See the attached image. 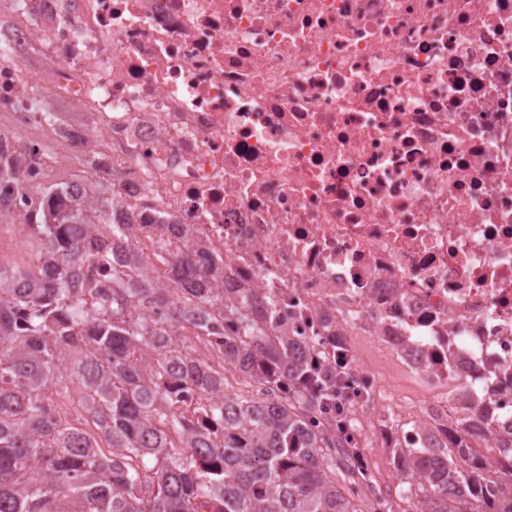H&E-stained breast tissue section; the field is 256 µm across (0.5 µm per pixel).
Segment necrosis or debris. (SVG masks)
Returning <instances> with one entry per match:
<instances>
[{"label": "necrosis or debris", "instance_id": "4bbe7bcc", "mask_svg": "<svg viewBox=\"0 0 512 512\" xmlns=\"http://www.w3.org/2000/svg\"><path fill=\"white\" fill-rule=\"evenodd\" d=\"M15 224L59 135L22 65L98 123L112 206L223 252L290 335L377 341L428 391L396 443H512V0H0ZM24 68L31 74H37L43 79V84L48 77L49 64L44 56L42 49L37 45H32L26 52L24 59Z\"/></svg>", "mask_w": 512, "mask_h": 512}]
</instances>
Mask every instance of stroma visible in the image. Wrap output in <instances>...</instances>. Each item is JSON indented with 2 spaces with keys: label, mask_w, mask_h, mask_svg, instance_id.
<instances>
[{
  "label": "stroma",
  "mask_w": 512,
  "mask_h": 512,
  "mask_svg": "<svg viewBox=\"0 0 512 512\" xmlns=\"http://www.w3.org/2000/svg\"><path fill=\"white\" fill-rule=\"evenodd\" d=\"M51 181L58 184L79 180L89 187H96L99 178L84 162V154L74 150L63 155L51 151ZM349 349L364 365L368 366L379 386L387 391L391 402L384 414H377L372 396L357 399L351 407L353 428L359 439L366 468L371 480L382 491L381 500L366 496L358 506L361 512H408L410 505L398 493V476L393 468L392 453L384 439L365 427V419L380 417L382 422L401 431L411 428L419 418L420 408L428 393L425 387L409 376L395 357L384 351L375 341L365 336L351 337Z\"/></svg>",
  "instance_id": "stroma-1"
}]
</instances>
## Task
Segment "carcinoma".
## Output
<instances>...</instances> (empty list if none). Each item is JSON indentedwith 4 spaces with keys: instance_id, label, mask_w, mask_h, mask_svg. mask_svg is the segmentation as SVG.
<instances>
[{
    "instance_id": "obj_1",
    "label": "carcinoma",
    "mask_w": 512,
    "mask_h": 512,
    "mask_svg": "<svg viewBox=\"0 0 512 512\" xmlns=\"http://www.w3.org/2000/svg\"><path fill=\"white\" fill-rule=\"evenodd\" d=\"M69 188L25 215L36 269L0 271V512H357L352 488L377 494L298 382L334 358L288 335L282 299L250 288L225 299L224 254L201 240L160 246L166 275L153 277L132 248L152 225L112 223L104 185ZM191 334L256 395L224 392ZM57 386L99 436L62 421ZM393 464L413 512H512L507 463L478 450L395 448Z\"/></svg>"
}]
</instances>
